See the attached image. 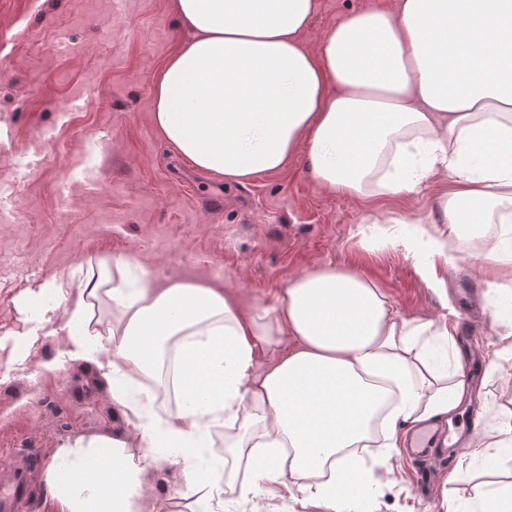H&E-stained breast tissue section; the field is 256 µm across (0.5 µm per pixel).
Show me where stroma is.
Returning <instances> with one entry per match:
<instances>
[{
    "label": "stroma",
    "mask_w": 512,
    "mask_h": 512,
    "mask_svg": "<svg viewBox=\"0 0 512 512\" xmlns=\"http://www.w3.org/2000/svg\"><path fill=\"white\" fill-rule=\"evenodd\" d=\"M381 0H317L302 34L316 47L347 13ZM188 32L170 0H0V345L11 348L22 325H37V304L20 306L25 287L68 275L87 260L131 257L158 279L208 274L240 289L245 302L268 304L296 275L333 264L375 280L406 317L469 323L492 368L472 386L475 418L448 424L490 429L487 410L512 393V356H498L512 295L491 287L477 252L500 230L454 234L440 224L438 197L448 179L429 178L417 193L353 198L321 189L303 158L282 172L230 184L197 170L158 135L151 120L153 79ZM220 196L221 210L208 201ZM417 217L444 235L452 264L437 261L443 288H431L413 262L388 246L363 242L369 217ZM480 295L474 315L457 304L461 279ZM59 337L39 336L14 363L0 360V465L27 466L31 512H56L45 473L56 451L79 433H119L125 423L107 385L90 365L50 372ZM395 481L371 512H445L453 498L473 512L486 483L512 482V472L465 463L429 462L428 495L416 491V462L397 457ZM456 482H449L451 471ZM147 484L153 512H188L182 469L165 465Z\"/></svg>",
    "instance_id": "35a3bbf8"
}]
</instances>
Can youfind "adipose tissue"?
<instances>
[{
  "label": "adipose tissue",
  "instance_id": "obj_1",
  "mask_svg": "<svg viewBox=\"0 0 512 512\" xmlns=\"http://www.w3.org/2000/svg\"><path fill=\"white\" fill-rule=\"evenodd\" d=\"M170 8L190 37L153 81L151 118L199 171L242 183L300 155L321 188L358 197L442 174L455 185L437 202L449 231L512 223V0H391L348 13L314 49L301 34L316 0ZM378 235L427 278L446 255L441 236L396 218ZM112 266L29 293L66 302L64 354L95 367L126 422L59 449L46 484L60 512H152L146 480L166 461L188 476L189 512H259L275 495L368 512L403 425L470 393L462 359L449 374L431 361L437 345L455 349L454 327L403 316L355 268L316 267L246 307L208 277ZM220 430L250 473L232 504L222 461L200 463Z\"/></svg>",
  "mask_w": 512,
  "mask_h": 512
}]
</instances>
